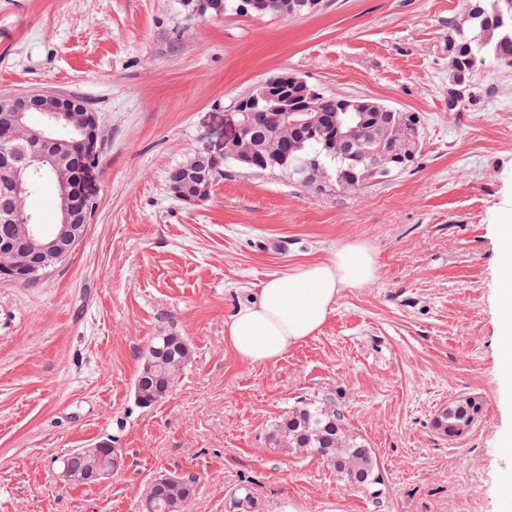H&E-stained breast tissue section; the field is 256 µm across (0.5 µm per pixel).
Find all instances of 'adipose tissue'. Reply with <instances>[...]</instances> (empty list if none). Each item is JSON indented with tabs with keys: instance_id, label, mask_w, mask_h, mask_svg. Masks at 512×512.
<instances>
[{
	"instance_id": "1",
	"label": "adipose tissue",
	"mask_w": 512,
	"mask_h": 512,
	"mask_svg": "<svg viewBox=\"0 0 512 512\" xmlns=\"http://www.w3.org/2000/svg\"><path fill=\"white\" fill-rule=\"evenodd\" d=\"M494 231L500 245L498 322L506 351L502 368L512 375V224L495 225ZM377 270L373 249L354 240L327 261L269 277L225 321L224 343L244 364L278 363L319 332L343 289L366 287Z\"/></svg>"
}]
</instances>
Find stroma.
<instances>
[{
  "label": "stroma",
  "mask_w": 512,
  "mask_h": 512,
  "mask_svg": "<svg viewBox=\"0 0 512 512\" xmlns=\"http://www.w3.org/2000/svg\"><path fill=\"white\" fill-rule=\"evenodd\" d=\"M462 0H323L315 13L188 16L183 0H0V98H82L102 138L95 215L72 255L31 284L0 281V512H138L150 482L194 477L186 512H512V380L501 373L495 225L512 220V66L448 104L449 24ZM281 72L415 112L416 158L349 194L228 167L206 202L166 173L219 150L236 99ZM361 240L375 280L344 289L320 332L271 366L238 361L224 320L269 276ZM162 330L192 361L137 408L141 354ZM482 411L454 441L439 411ZM329 398L373 448L379 494L318 456L273 447L296 401ZM114 437L104 482L65 480L73 449ZM257 502L255 490L249 485H242L231 492L227 501V511L253 512L256 510Z\"/></svg>",
  "instance_id": "obj_1"
}]
</instances>
